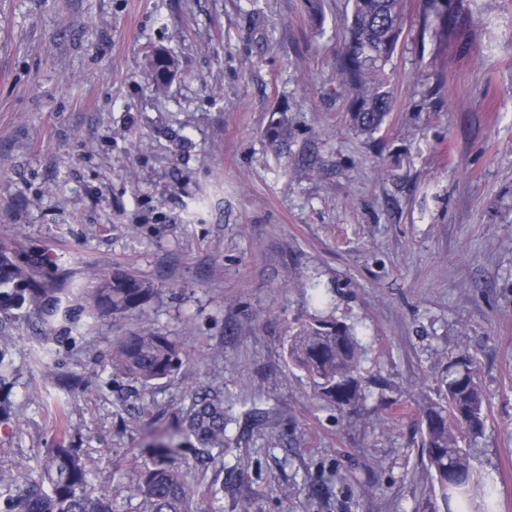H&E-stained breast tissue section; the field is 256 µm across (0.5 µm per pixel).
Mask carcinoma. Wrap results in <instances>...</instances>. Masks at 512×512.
Returning <instances> with one entry per match:
<instances>
[{"instance_id": "obj_1", "label": "carcinoma", "mask_w": 512, "mask_h": 512, "mask_svg": "<svg viewBox=\"0 0 512 512\" xmlns=\"http://www.w3.org/2000/svg\"><path fill=\"white\" fill-rule=\"evenodd\" d=\"M350 16L340 39L336 80L347 102L353 127L362 134L379 130L391 108L389 66L402 34V0H349ZM424 25L434 26L442 48L457 22L448 16V0H425ZM175 59L162 52L151 54L149 73L157 90L165 89L174 75ZM31 269L16 262L0 246V312L33 310L47 321L70 320V308L47 288L31 285ZM156 290L131 274L95 276L84 289L83 301L91 312L122 315L145 311ZM14 337L0 322V383L10 365ZM188 353L178 342L152 332L131 331L112 342V372L142 384L177 372ZM286 357L291 368L313 383L317 397L350 415L365 414L367 383L362 376L364 346L354 330L332 318H314L287 338ZM486 399L467 360L456 363L442 379L438 398L420 406L425 430L422 448L428 469L446 508L455 503L466 512H491L493 490L471 465L477 439L485 426ZM187 433L205 448L224 451V400L195 397L187 413ZM132 496L136 512H199L187 472L179 459L176 435H161L149 448ZM93 461L62 443L47 449L38 467V480L17 473L6 481L10 493L3 512H112V498L127 491L91 490Z\"/></svg>"}]
</instances>
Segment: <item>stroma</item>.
<instances>
[{
  "instance_id": "35a3bbf8",
  "label": "stroma",
  "mask_w": 512,
  "mask_h": 512,
  "mask_svg": "<svg viewBox=\"0 0 512 512\" xmlns=\"http://www.w3.org/2000/svg\"><path fill=\"white\" fill-rule=\"evenodd\" d=\"M404 0L395 104L356 134L336 84L347 0H0V244L76 305L12 324L0 472L57 443L95 491L133 485L192 397L224 399L223 451L182 438L223 512H422L419 395L471 359L486 395L473 460L512 512V0H448L437 53ZM177 69L165 92L150 53ZM157 290L147 314L80 309L91 273ZM330 316L365 347L367 412L314 399L283 343ZM175 337L189 357L145 387L112 341Z\"/></svg>"
}]
</instances>
